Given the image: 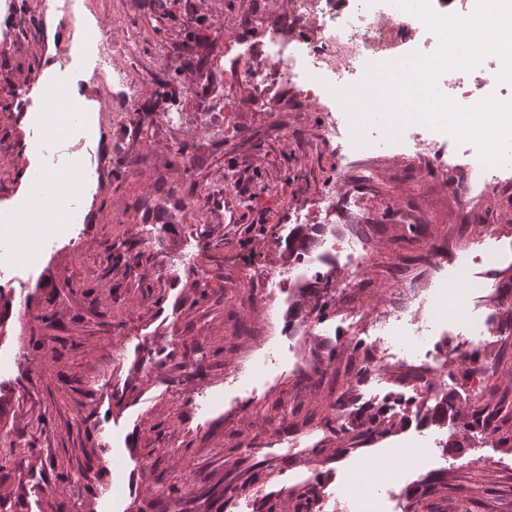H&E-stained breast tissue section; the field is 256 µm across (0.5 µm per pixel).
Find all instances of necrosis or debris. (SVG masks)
<instances>
[{
  "label": "necrosis or debris",
  "instance_id": "1",
  "mask_svg": "<svg viewBox=\"0 0 512 512\" xmlns=\"http://www.w3.org/2000/svg\"><path fill=\"white\" fill-rule=\"evenodd\" d=\"M290 26L266 27L263 16H255L254 26L266 27L265 56L268 66L252 61L251 45L233 46L238 65L225 72L229 81L256 85L284 83L295 88L306 104L326 111L328 118L319 130L324 140H333L340 130L355 132L354 119L338 124L334 112L335 95L344 78L366 81L369 66L387 61L397 32L419 37L418 52L429 54L438 46L437 36L416 16L400 10L393 0H283ZM486 65L466 73L453 84V99L469 107L488 95L512 101V83L499 81V57L489 56Z\"/></svg>",
  "mask_w": 512,
  "mask_h": 512
}]
</instances>
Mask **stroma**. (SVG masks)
<instances>
[{"mask_svg": "<svg viewBox=\"0 0 512 512\" xmlns=\"http://www.w3.org/2000/svg\"><path fill=\"white\" fill-rule=\"evenodd\" d=\"M0 4V207L45 163L26 122L41 51L115 112L56 145L62 176L91 173L69 234L0 275L11 512H268L304 494L323 512H512V184L456 204L442 169L473 143L420 155L378 130L358 156L317 138L318 107H260L293 89L225 81L217 51H262L251 18L278 22L270 0ZM85 20L118 47L135 122L128 89L64 61ZM328 193V223L306 221ZM299 226L313 260L285 251ZM463 346L480 360L451 358ZM457 402L495 414L489 431L463 440L435 415ZM381 406L393 423L374 435Z\"/></svg>", "mask_w": 512, "mask_h": 512, "instance_id": "1", "label": "stroma"}]
</instances>
